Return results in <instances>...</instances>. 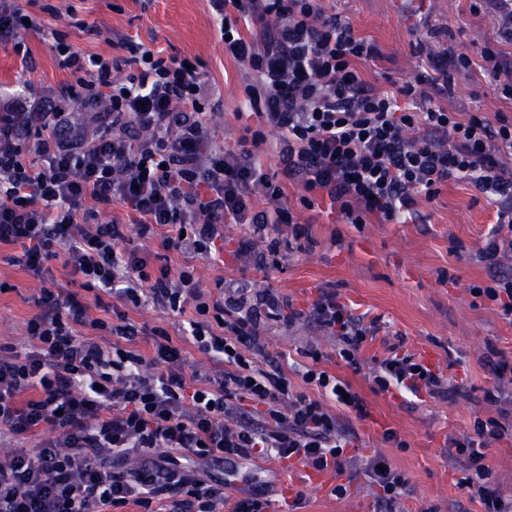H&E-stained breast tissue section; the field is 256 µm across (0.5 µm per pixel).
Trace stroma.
<instances>
[{
    "mask_svg": "<svg viewBox=\"0 0 512 512\" xmlns=\"http://www.w3.org/2000/svg\"><path fill=\"white\" fill-rule=\"evenodd\" d=\"M20 9L40 20V30L20 32L29 51L31 71H24L11 44L0 43V88L35 86L59 88L72 80L60 70L50 49L53 32L88 54L118 55L125 37L142 42L161 56L199 57L205 64L214 112L209 128L216 144L236 145L243 134L241 112L248 103L243 68L224 54L218 24L207 0H17ZM326 13L341 14L356 33L376 42L381 59L364 67L363 74L377 91L395 93L429 57L447 53L464 42L473 50L495 41L496 30L487 10H473L471 0H321ZM97 26L98 35L85 25ZM443 105L452 112H503L512 115V100L502 97L479 70L457 75L454 93ZM291 211L308 230V240L295 241L287 227L276 234L278 252L260 267L235 253L240 227L224 228V253L206 259L192 252L164 249L163 231L140 236L130 232L129 245L147 257L151 269L164 264L191 265L201 288L240 289L245 296L268 289L289 301L295 319L265 320L261 332L267 355L276 357L293 392L312 394L301 374L324 370L348 381L362 396L368 419L351 420L352 446L345 454L352 464L338 476L346 488L334 495L331 488L308 485L307 470L265 455L227 467V500L241 490L257 487L267 492V512H381L377 490L363 468L365 456H384L408 480L400 512H483L479 497L461 487L466 477L464 458H450L448 440L463 434L474 417H494L498 407L487 398L494 379L487 365L496 353H512V321L494 303L474 298L469 288L488 280L486 264L478 257L496 222V203L477 197L473 187L451 181L433 200L420 201L416 218L397 224H367L355 228L332 223L320 208H306L301 190L284 183ZM13 246L0 248V351L30 347L26 323L35 314L34 297L42 284L8 262ZM449 280H441V272ZM336 290L341 300L365 320H378L380 330L362 347L365 368L356 372L336 351L334 339L309 319L308 311L319 289ZM125 312L141 334L137 348L152 352L153 328L167 330L173 342L184 345L189 367L207 372L208 355L188 344L192 307L160 310L148 305L126 306ZM414 355L435 354L434 368L451 381L447 395L415 398L399 392L376 393L366 370L385 358L392 348ZM319 351L320 360L310 358ZM395 430L399 444L383 439ZM291 495H283L285 485Z\"/></svg>",
    "mask_w": 512,
    "mask_h": 512,
    "instance_id": "stroma-1",
    "label": "stroma"
}]
</instances>
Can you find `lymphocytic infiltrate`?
<instances>
[{
	"label": "lymphocytic infiltrate",
	"instance_id": "1",
	"mask_svg": "<svg viewBox=\"0 0 512 512\" xmlns=\"http://www.w3.org/2000/svg\"><path fill=\"white\" fill-rule=\"evenodd\" d=\"M220 21L224 52L247 72L245 93L259 120L251 149L219 146L210 136L204 66L159 56L126 39L122 55L105 58L51 46L73 83L50 91L25 83L0 97V246L20 247L9 262L43 284L27 323L31 350L0 354V434L37 436L36 448L0 456V512H219L223 479L210 466L273 455L316 469L342 470L349 426L317 399L290 395L286 375L257 361L264 353L263 319L280 317L284 302L271 292L248 298L232 290L212 297L193 266L151 272L127 247L128 231H165L166 250L211 256L220 229L247 230L243 255L266 265L256 241L272 224L295 223L281 185L257 164L253 150L267 133L280 137L279 165L300 186L305 207L362 228L415 214L418 196L433 199L441 185L463 181L498 205L497 226L479 254L491 273L472 286L512 320V274L499 273L512 255V117L497 112L461 116L438 103L455 77L481 67L512 100V0H481L492 12L497 44L472 57L449 49L395 94L372 88L362 68L376 61L375 42L359 37L320 0H208ZM265 199L257 208L256 196ZM129 222L102 221L114 207ZM79 277L93 303L54 291L53 268ZM132 306L152 300L174 311L191 304L192 342L209 354L208 373L186 370L185 352L154 328L153 353L135 348L139 329L126 313L115 322L90 315L111 311V299ZM113 311V310H112ZM311 317L333 336L348 367L376 323L322 289ZM116 336L113 346L96 332ZM304 383L331 393L357 419L367 404L349 382L306 370ZM374 391L436 398L443 375L414 355L378 361ZM512 433L507 413L475 418L450 438L449 455L468 460L463 486L476 490L485 512H512L490 487L483 453ZM366 471L386 512L407 489L403 474L382 457Z\"/></svg>",
	"mask_w": 512,
	"mask_h": 512
}]
</instances>
